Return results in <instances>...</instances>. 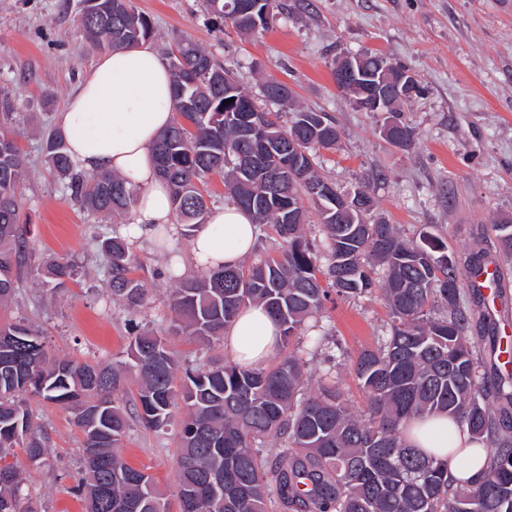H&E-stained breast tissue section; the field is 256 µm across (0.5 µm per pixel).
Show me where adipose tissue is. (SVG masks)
Masks as SVG:
<instances>
[{
    "label": "adipose tissue",
    "mask_w": 512,
    "mask_h": 512,
    "mask_svg": "<svg viewBox=\"0 0 512 512\" xmlns=\"http://www.w3.org/2000/svg\"><path fill=\"white\" fill-rule=\"evenodd\" d=\"M173 78L160 55L148 45L100 55L57 116L71 160L78 169L109 171L138 189L133 239L176 235L169 189L157 174L154 145L175 119ZM258 227L236 205L213 207L189 242L198 267L240 266L253 253ZM281 328L260 304L243 308L224 331V347L248 365L266 359L277 346ZM423 452L446 457L449 447H468L467 433H450L447 419L417 427L407 435Z\"/></svg>",
    "instance_id": "obj_1"
}]
</instances>
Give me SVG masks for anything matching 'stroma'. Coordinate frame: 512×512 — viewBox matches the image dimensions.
Listing matches in <instances>:
<instances>
[{"mask_svg": "<svg viewBox=\"0 0 512 512\" xmlns=\"http://www.w3.org/2000/svg\"><path fill=\"white\" fill-rule=\"evenodd\" d=\"M313 9L248 39L216 31L201 0H134L152 24L150 46L166 52L188 39L207 50L245 81L257 74L276 77L293 90L300 106L334 116L343 148L323 154V166L349 189L382 171L375 187L376 216L399 225L409 238L428 230L458 254L485 251L501 273L495 333L512 324V262L485 248L489 226L512 218V0H312ZM83 0H0V97L14 107L11 136L26 171L21 186V219L28 230V259L20 287L0 322L25 320L44 333L55 356L110 363L124 359L128 324L168 338L184 364L223 360V341L203 345L172 332L164 277L171 256L187 260L188 239L176 236L168 250L143 241L133 244L135 275L148 302L131 313L112 302L108 263L100 240L112 233L67 200L63 182L43 152V132L55 127L58 112L97 53L82 38L78 20ZM377 51L405 67L421 83L420 96L405 106L414 127V148L404 152L385 141L373 113L358 111L337 90L330 65L345 54ZM70 261L77 276L64 287L47 281L48 262ZM323 324L346 359L337 370L351 405L366 399L349 363L375 347L391 324L377 299H334ZM31 407L49 437L44 463L29 467L22 450L14 462L26 469L24 490L36 512H83L72 487L82 460V437L70 410L39 400ZM177 426L153 431L132 422L121 453L151 474L168 500H176Z\"/></svg>", "mask_w": 512, "mask_h": 512, "instance_id": "1", "label": "stroma"}]
</instances>
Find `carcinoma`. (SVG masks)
<instances>
[{"instance_id":"1","label":"carcinoma","mask_w":512,"mask_h":512,"mask_svg":"<svg viewBox=\"0 0 512 512\" xmlns=\"http://www.w3.org/2000/svg\"><path fill=\"white\" fill-rule=\"evenodd\" d=\"M78 27L95 48H132L153 29L133 0H84ZM203 0L204 10L240 36L255 35L297 11L287 0ZM177 115L157 140L159 175L167 182L176 223L191 233L206 220L200 185L224 177L231 202L255 223L273 226L276 239L248 269L185 275L167 267L176 283L169 307L178 330L201 342L224 329L251 303L262 304L282 328L270 364L246 367L226 359L201 370H181L163 339L131 327L127 361L113 365L50 358L44 336L22 321L0 324V512H34L24 502L20 469L5 462L15 448L44 461L48 437L29 406L32 399L74 412L83 434L84 477L76 491L86 512H169L145 470L125 462L120 447L130 413L121 390L137 381L135 411L146 427L163 430L180 420L177 512H512V373L485 384L486 363L472 342L474 314L463 299V276L484 268L482 257L460 259L440 237L423 231L403 239L396 226L372 219L371 184H361L366 213L336 186L319 151L341 147L336 119L295 104L274 77L253 91L203 47L179 41L167 53ZM393 64L378 52L359 55L354 75L331 67L339 90L358 110L374 77ZM233 99L227 106L223 101ZM397 122L385 140L402 150L416 142L402 116L412 97L390 96ZM12 105L0 99V304L19 288L28 242L20 226L18 187L24 157L6 132ZM47 162L66 181L71 200L102 222L136 207L138 192L110 173L75 167L62 134L48 135ZM318 235L305 233L309 211ZM505 260L512 259V220L491 225ZM108 257L112 301L136 312L147 299L133 276L127 234L101 241ZM55 287L78 275L69 261H54ZM346 298L380 296L391 315L389 334L360 352L351 371L367 409L355 411L336 380L338 355L326 348L327 368L312 384L304 344L324 346L321 325L330 291ZM446 415L487 448L481 480L452 488L444 460L406 442L411 422ZM278 452H266V443ZM220 483L215 493L210 485Z\"/></svg>"}]
</instances>
